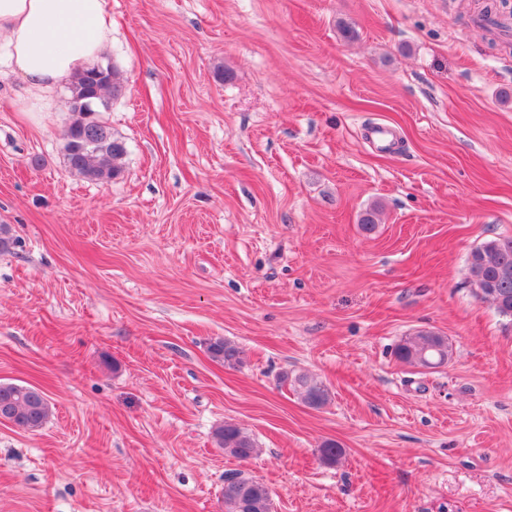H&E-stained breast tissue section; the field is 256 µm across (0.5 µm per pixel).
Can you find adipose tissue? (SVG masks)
<instances>
[{
  "label": "adipose tissue",
  "instance_id": "ef3b65f1",
  "mask_svg": "<svg viewBox=\"0 0 512 512\" xmlns=\"http://www.w3.org/2000/svg\"><path fill=\"white\" fill-rule=\"evenodd\" d=\"M111 30L105 0H0L5 63L32 90L50 88L84 68Z\"/></svg>",
  "mask_w": 512,
  "mask_h": 512
}]
</instances>
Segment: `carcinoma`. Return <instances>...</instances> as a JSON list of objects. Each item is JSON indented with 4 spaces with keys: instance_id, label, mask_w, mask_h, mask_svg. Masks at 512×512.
I'll list each match as a JSON object with an SVG mask.
<instances>
[{
    "instance_id": "carcinoma-1",
    "label": "carcinoma",
    "mask_w": 512,
    "mask_h": 512,
    "mask_svg": "<svg viewBox=\"0 0 512 512\" xmlns=\"http://www.w3.org/2000/svg\"><path fill=\"white\" fill-rule=\"evenodd\" d=\"M122 92L114 67L103 72L91 64L77 72L70 86V112L73 119L64 133L68 167L91 180L109 182L121 173L119 161L126 153L124 143L101 124L96 114L108 107L109 99ZM469 282L482 300L499 315L512 319V237L493 238L473 249L468 256ZM211 357L233 368L240 363V351L230 342L217 338L209 345ZM396 357L411 366L436 368L448 363L452 348L448 338L432 331H421L400 342ZM306 404L312 408L325 405L328 388L306 375L294 377ZM8 410L15 426L28 431L41 429L52 412L45 393L34 386L0 383V411ZM218 447L238 460L257 456L261 448L249 434L231 423L218 426L213 433ZM322 460L336 463L343 448L326 441L320 449ZM224 512H272L271 492L262 481L242 475L224 477Z\"/></svg>"
}]
</instances>
